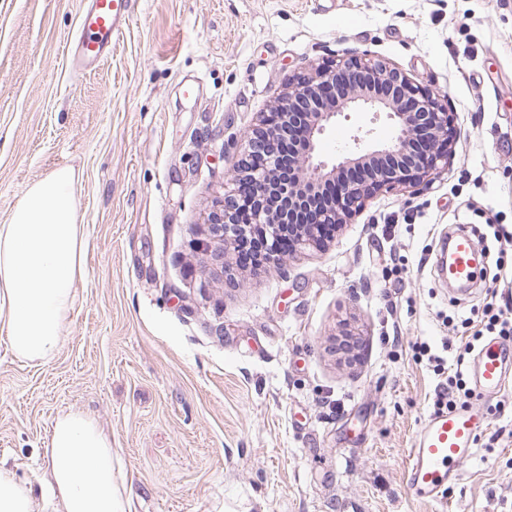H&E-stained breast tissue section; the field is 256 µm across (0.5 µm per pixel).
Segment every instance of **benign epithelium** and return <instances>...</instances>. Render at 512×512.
<instances>
[{"instance_id": "benign-epithelium-1", "label": "benign epithelium", "mask_w": 512, "mask_h": 512, "mask_svg": "<svg viewBox=\"0 0 512 512\" xmlns=\"http://www.w3.org/2000/svg\"><path fill=\"white\" fill-rule=\"evenodd\" d=\"M385 86L379 94L376 86ZM346 112L385 114L395 135L383 143L370 141L369 133L353 138L354 148L328 163L319 158L321 136ZM425 132L430 146L416 152L413 141ZM454 113L445 96L412 82L388 62L367 52L348 50L335 59L293 76L268 111L258 113L246 135L241 158L224 184V199L206 219L207 237L198 243L216 278L224 277V258L235 254L244 225L239 221L247 206L249 223L264 228L273 255L281 263V229H292L288 252L318 249L324 244L318 228L339 229L380 191L416 188L433 171L448 165L457 143ZM298 143L293 172L280 177L283 140ZM381 157L395 163L376 167ZM360 165L372 171L361 181L344 176ZM335 185L326 203L316 205L325 183Z\"/></svg>"}]
</instances>
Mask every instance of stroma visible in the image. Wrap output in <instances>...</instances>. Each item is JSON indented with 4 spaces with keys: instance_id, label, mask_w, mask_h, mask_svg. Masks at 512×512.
<instances>
[{
    "instance_id": "35a3bbf8",
    "label": "stroma",
    "mask_w": 512,
    "mask_h": 512,
    "mask_svg": "<svg viewBox=\"0 0 512 512\" xmlns=\"http://www.w3.org/2000/svg\"><path fill=\"white\" fill-rule=\"evenodd\" d=\"M96 71L71 70L81 0H0V224L30 187L74 173L85 269L45 364L0 338V466L54 512L42 478L58 415L112 435L134 512H512V383L468 396L485 428L445 500L415 499L408 451L454 359L512 305V0H130ZM368 50L446 94L461 131L448 168L381 192L325 250L217 282L195 248L257 113L288 79ZM194 95H184L186 85ZM365 112L321 141L332 158ZM479 227L489 259L452 292L436 256ZM359 337L355 359L335 351Z\"/></svg>"
}]
</instances>
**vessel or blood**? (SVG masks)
Here are the masks:
<instances>
[{"label":"vessel or blood","mask_w":512,"mask_h":512,"mask_svg":"<svg viewBox=\"0 0 512 512\" xmlns=\"http://www.w3.org/2000/svg\"><path fill=\"white\" fill-rule=\"evenodd\" d=\"M128 10L129 0H89L82 5L79 33L67 50L74 71H93L111 55ZM440 253L450 257L449 270L455 281L472 282L475 243L466 226H459L449 240L442 242ZM511 376L512 348L488 341L474 360L476 393L483 399H493ZM483 426V414L474 407L432 413L418 429L409 450L404 483L410 493L421 501L444 499L449 484L460 479V466L472 456L475 438Z\"/></svg>","instance_id":"1"}]
</instances>
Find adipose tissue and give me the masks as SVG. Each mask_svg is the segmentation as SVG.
I'll use <instances>...</instances> for the list:
<instances>
[{
	"instance_id": "adipose-tissue-1",
	"label": "adipose tissue",
	"mask_w": 512,
	"mask_h": 512,
	"mask_svg": "<svg viewBox=\"0 0 512 512\" xmlns=\"http://www.w3.org/2000/svg\"><path fill=\"white\" fill-rule=\"evenodd\" d=\"M71 182L62 170L35 183L0 224V335L28 362L54 357L84 273L85 237ZM45 457L57 512H131L132 500L113 475L112 436L93 417L58 416Z\"/></svg>"
}]
</instances>
